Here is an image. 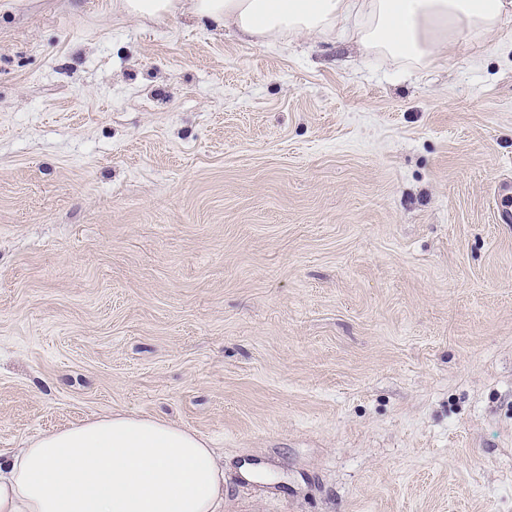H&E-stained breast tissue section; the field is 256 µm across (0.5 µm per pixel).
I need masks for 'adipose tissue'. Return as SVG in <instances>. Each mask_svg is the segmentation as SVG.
Segmentation results:
<instances>
[{"label":"adipose tissue","mask_w":512,"mask_h":512,"mask_svg":"<svg viewBox=\"0 0 512 512\" xmlns=\"http://www.w3.org/2000/svg\"><path fill=\"white\" fill-rule=\"evenodd\" d=\"M121 13L185 11L254 41L352 38L417 66L462 33L512 38V0H117ZM224 469L206 439L123 413L47 432L0 454V512H222Z\"/></svg>","instance_id":"adipose-tissue-1"}]
</instances>
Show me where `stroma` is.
Returning <instances> with one entry per match:
<instances>
[{
  "mask_svg": "<svg viewBox=\"0 0 512 512\" xmlns=\"http://www.w3.org/2000/svg\"><path fill=\"white\" fill-rule=\"evenodd\" d=\"M512 42L427 68L0 0V449L196 431L224 512H512Z\"/></svg>",
  "mask_w": 512,
  "mask_h": 512,
  "instance_id": "stroma-1",
  "label": "stroma"
}]
</instances>
